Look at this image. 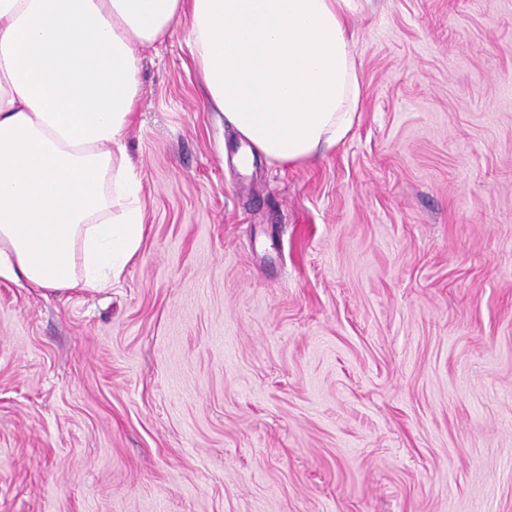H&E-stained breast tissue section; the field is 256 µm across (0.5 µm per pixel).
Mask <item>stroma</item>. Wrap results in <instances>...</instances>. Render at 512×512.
<instances>
[{"instance_id":"obj_1","label":"stroma","mask_w":512,"mask_h":512,"mask_svg":"<svg viewBox=\"0 0 512 512\" xmlns=\"http://www.w3.org/2000/svg\"><path fill=\"white\" fill-rule=\"evenodd\" d=\"M362 110L234 157L177 23L120 281L0 278V512H512V0H368Z\"/></svg>"}]
</instances>
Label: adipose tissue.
Here are the masks:
<instances>
[{
    "label": "adipose tissue",
    "instance_id": "1",
    "mask_svg": "<svg viewBox=\"0 0 512 512\" xmlns=\"http://www.w3.org/2000/svg\"><path fill=\"white\" fill-rule=\"evenodd\" d=\"M365 0H0V278L110 286L137 257L142 180L121 144L140 52L189 23L205 97L249 150L298 166L362 107Z\"/></svg>",
    "mask_w": 512,
    "mask_h": 512
}]
</instances>
